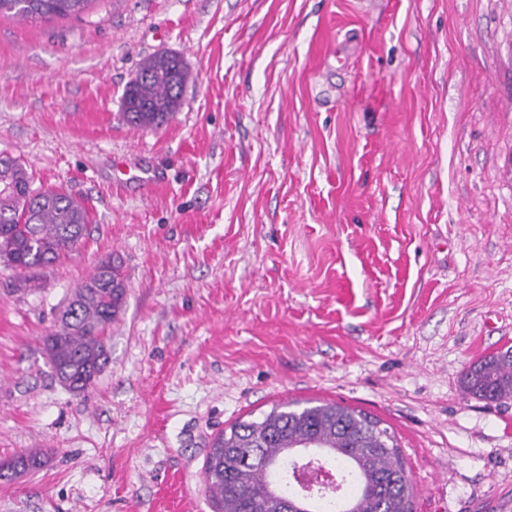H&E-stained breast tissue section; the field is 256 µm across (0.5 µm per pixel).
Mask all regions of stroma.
<instances>
[{
	"mask_svg": "<svg viewBox=\"0 0 512 512\" xmlns=\"http://www.w3.org/2000/svg\"><path fill=\"white\" fill-rule=\"evenodd\" d=\"M344 45L345 65L329 63ZM181 105L134 129L140 62ZM90 224L32 279L0 266V512H213L214 439L287 401L394 433L413 512L512 506V398L463 370L512 347V0H89L0 16V156ZM113 257L110 362L63 388L40 338ZM186 71L177 54L157 53L144 59L126 84L123 116L137 129L157 127L178 111Z\"/></svg>",
	"mask_w": 512,
	"mask_h": 512,
	"instance_id": "stroma-1",
	"label": "stroma"
}]
</instances>
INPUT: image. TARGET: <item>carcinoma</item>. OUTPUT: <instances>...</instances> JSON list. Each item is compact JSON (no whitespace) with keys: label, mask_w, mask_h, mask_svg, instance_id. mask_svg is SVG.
<instances>
[{"label":"carcinoma","mask_w":512,"mask_h":512,"mask_svg":"<svg viewBox=\"0 0 512 512\" xmlns=\"http://www.w3.org/2000/svg\"><path fill=\"white\" fill-rule=\"evenodd\" d=\"M88 0H0V15L21 20L78 14ZM186 71L177 55L144 59L126 84L123 116L137 129L157 127L178 111ZM14 195L0 196V263L17 273L48 267L73 251L90 223L69 194L36 191L26 165L0 157ZM126 284L112 257L100 261L60 310L55 329L41 337L46 363L59 382L87 392L109 362L107 330L125 303ZM467 394L485 401L512 397V349L484 356L462 376ZM337 468L348 469L349 494H320L306 507L296 497V453L308 444ZM41 465L20 454L0 467V480ZM216 512H412L414 484L397 440L381 421L338 403L280 404L259 420H238L217 436L204 467Z\"/></svg>","instance_id":"carcinoma-1"}]
</instances>
